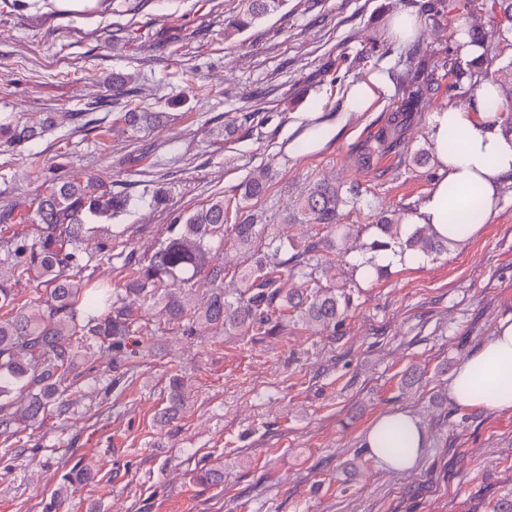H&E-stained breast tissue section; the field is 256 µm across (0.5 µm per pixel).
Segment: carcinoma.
<instances>
[{
    "instance_id": "cac0c4a2",
    "label": "carcinoma",
    "mask_w": 512,
    "mask_h": 512,
    "mask_svg": "<svg viewBox=\"0 0 512 512\" xmlns=\"http://www.w3.org/2000/svg\"><path fill=\"white\" fill-rule=\"evenodd\" d=\"M243 8L228 20L240 32L277 10L283 0H241ZM449 59L434 60L425 52L410 55L397 77L401 100L387 123L361 148L357 162L363 168L385 152L404 147L408 122L423 112L435 94V71L448 67ZM133 129L158 124L161 112L121 113ZM36 131L0 123V149L24 146ZM359 200L355 186L334 182L314 183L297 203L303 224H322L325 237L300 248L288 238L268 233V225L254 214L230 218L224 199L176 216L168 235L150 253L132 249L120 253L130 276L122 286L94 277L93 256L80 246L83 237H101L98 259H112V236L105 235L106 217L133 206L127 195L90 178L86 182L52 179L34 199L32 214L20 218L30 230L0 239V445L13 448L20 434L45 417L66 411L67 389L81 377L75 357L79 348L94 342L100 353H119L132 337L151 334L139 315V302L169 282L187 287L198 278L210 286L205 302L190 305L181 292L163 298L166 321L196 331L203 322L216 335H274L288 321V311L309 327L336 333L351 307L350 296L323 285L327 270L325 252L337 251L350 237L351 224L340 223L342 209ZM368 249L379 253L393 248L400 225L381 217ZM230 233L248 253L249 264L236 273L239 286L228 288L230 266L214 250L216 239ZM404 249L438 255L447 244L435 239L424 225H415L403 241ZM36 280L46 297L17 303L16 286ZM91 465L80 462L64 473L45 504V512H60L79 486L91 481ZM193 480L205 486L224 483V469L201 467Z\"/></svg>"
}]
</instances>
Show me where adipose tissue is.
I'll use <instances>...</instances> for the list:
<instances>
[{
    "mask_svg": "<svg viewBox=\"0 0 512 512\" xmlns=\"http://www.w3.org/2000/svg\"><path fill=\"white\" fill-rule=\"evenodd\" d=\"M390 94L387 76L371 72L349 84L333 112L305 113L287 144L289 153L321 151L341 133L352 113L368 110ZM498 96L482 83L471 108H442L428 121L438 175L421 204L409 212L406 225H427L435 237L454 244L481 233L499 208L503 183L512 178V132L503 130L491 109ZM448 397L464 408L512 410V319L500 321L493 336L482 343L455 372ZM369 454L385 467L413 469L426 446V435L411 413L379 416L363 437Z\"/></svg>",
    "mask_w": 512,
    "mask_h": 512,
    "instance_id": "adipose-tissue-1",
    "label": "adipose tissue"
}]
</instances>
